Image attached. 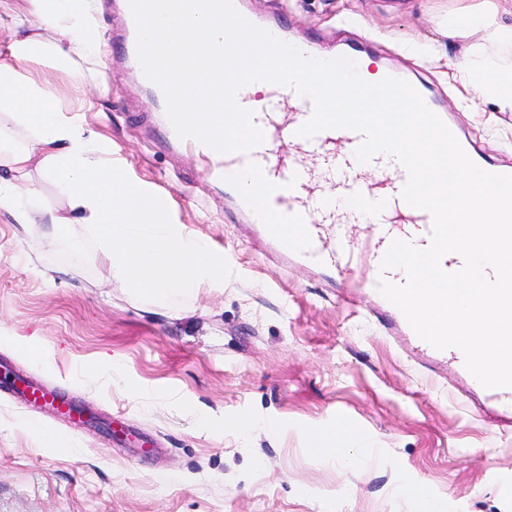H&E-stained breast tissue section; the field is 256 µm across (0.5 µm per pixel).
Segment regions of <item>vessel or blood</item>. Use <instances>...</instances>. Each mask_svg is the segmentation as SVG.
Listing matches in <instances>:
<instances>
[{"label":"vessel or blood","mask_w":512,"mask_h":512,"mask_svg":"<svg viewBox=\"0 0 512 512\" xmlns=\"http://www.w3.org/2000/svg\"><path fill=\"white\" fill-rule=\"evenodd\" d=\"M311 99L283 86H272L269 101L253 115L262 131L261 144L247 152L221 153L196 138L180 139V146L204 159V176L224 182L250 223L274 244L278 253L298 266L329 268L341 282L344 299L360 291L376 292L379 279L401 284L404 271H381L380 265L392 240L426 247L432 228L431 215L408 205L401 192L408 179L402 164L388 167L381 184L361 181L355 152L364 137L349 129H328L310 138L297 136V129L312 115ZM288 142L294 153H317L325 161L326 188L309 181L307 171L296 162L275 160L280 142ZM261 188L277 208L257 207L254 188ZM368 223L360 236L350 226L360 218ZM295 225L297 237H289L287 225ZM381 315L396 336H413L403 313L388 300H381ZM36 403L67 414L71 408L54 391L24 386Z\"/></svg>","instance_id":"1"}]
</instances>
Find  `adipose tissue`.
<instances>
[{"mask_svg":"<svg viewBox=\"0 0 512 512\" xmlns=\"http://www.w3.org/2000/svg\"><path fill=\"white\" fill-rule=\"evenodd\" d=\"M96 0H0L8 40L0 50V215L42 232L35 245L68 235L74 246L92 237L109 258L112 277L133 295L165 306L172 295L195 296L223 280L224 260L198 239L181 235L169 198L130 181L112 159V142L83 118L85 103H68L55 90L57 74L88 93L98 87L105 40ZM40 71H32V64ZM362 60L354 81L324 68L310 75L327 111L375 127L377 144L431 154L426 140L406 139L414 119L407 107L375 92L378 75ZM474 99L512 111V79L480 57L456 65ZM391 112L395 126L377 122ZM51 185L48 199L43 185Z\"/></svg>","mask_w":512,"mask_h":512,"instance_id":"1","label":"adipose tissue"}]
</instances>
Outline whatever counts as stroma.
I'll return each instance as SVG.
<instances>
[{
	"label": "stroma",
	"mask_w": 512,
	"mask_h": 512,
	"mask_svg": "<svg viewBox=\"0 0 512 512\" xmlns=\"http://www.w3.org/2000/svg\"><path fill=\"white\" fill-rule=\"evenodd\" d=\"M117 0H97L111 58L89 126L128 175L170 197L173 220L224 255V283L189 307L134 300L93 243L31 247L0 216V364L84 406L73 424L0 386V512H512V411L455 363L387 335L374 297L345 302L330 271L286 268L202 163L179 153L126 64ZM330 52L348 41L426 85L485 156L512 165V112L471 106L453 67L492 53V31L449 36L460 13L512 26L504 0H245ZM108 358L99 381L84 364ZM133 435L112 442L116 413ZM250 420L239 434L234 424ZM69 440L45 445L31 423ZM352 432L312 457L315 435Z\"/></svg>",
	"instance_id": "1"
}]
</instances>
